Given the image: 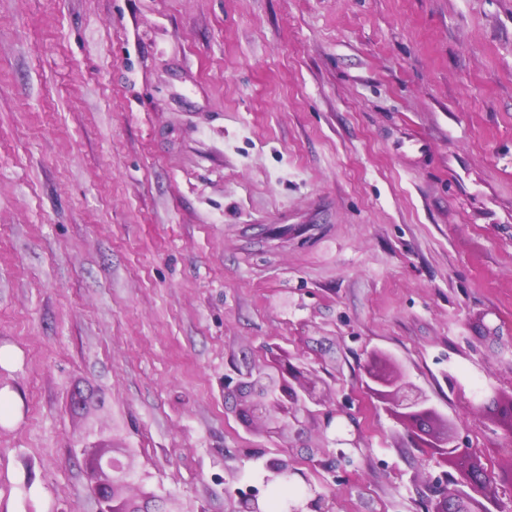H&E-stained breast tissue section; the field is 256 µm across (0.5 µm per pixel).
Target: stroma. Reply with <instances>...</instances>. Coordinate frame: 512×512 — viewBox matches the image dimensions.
<instances>
[{
  "mask_svg": "<svg viewBox=\"0 0 512 512\" xmlns=\"http://www.w3.org/2000/svg\"><path fill=\"white\" fill-rule=\"evenodd\" d=\"M0 347V512H97L87 444L150 512L284 449L329 512H425L403 381L511 469L512 0H0ZM302 362L287 437L224 391Z\"/></svg>",
  "mask_w": 512,
  "mask_h": 512,
  "instance_id": "obj_1",
  "label": "stroma"
}]
</instances>
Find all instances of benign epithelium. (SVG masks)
I'll list each match as a JSON object with an SVG mask.
<instances>
[{"label":"benign epithelium","mask_w":512,"mask_h":512,"mask_svg":"<svg viewBox=\"0 0 512 512\" xmlns=\"http://www.w3.org/2000/svg\"><path fill=\"white\" fill-rule=\"evenodd\" d=\"M321 379L313 372L292 364L284 369L272 372L268 368L249 369L237 374V378L224 379V388H233L236 392H246L245 410L253 417L267 424H274L272 432L282 433L290 423H298L311 415L309 405L321 403L317 393V384ZM392 411L409 428H422L424 422L436 417L429 399L414 385L403 383L397 386ZM433 448L443 449L445 460L454 462L453 468L459 482L473 492L495 503L498 501V486L488 485L489 468L484 459L473 449L460 450L444 438L431 444ZM81 452L92 457L99 475L97 484L98 512H147L143 505L126 495L133 477L130 461L116 457L103 458L96 446H84ZM264 486L279 484L296 473L294 462L290 459L271 457L264 463ZM229 498L230 509L227 512H268L267 499L258 492L243 491L239 488L225 492ZM287 512H328L324 501L317 496L306 502L289 503Z\"/></svg>","instance_id":"1"}]
</instances>
